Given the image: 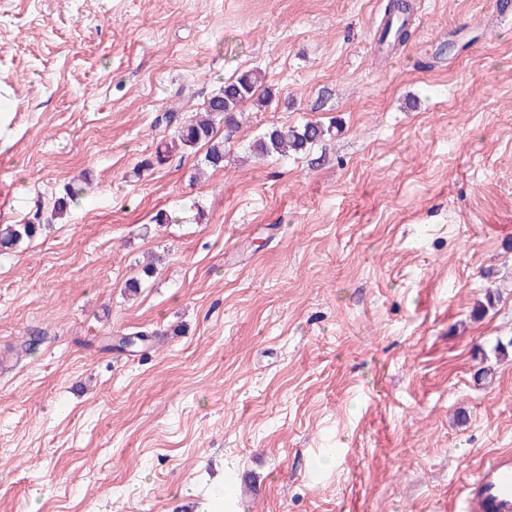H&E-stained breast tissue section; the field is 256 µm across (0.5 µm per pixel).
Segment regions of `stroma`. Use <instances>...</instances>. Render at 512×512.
<instances>
[{
  "instance_id": "stroma-1",
  "label": "stroma",
  "mask_w": 512,
  "mask_h": 512,
  "mask_svg": "<svg viewBox=\"0 0 512 512\" xmlns=\"http://www.w3.org/2000/svg\"><path fill=\"white\" fill-rule=\"evenodd\" d=\"M412 2L380 55L388 0H0V224L45 227L0 253V512H196L228 461L245 512H458L512 450V21ZM251 69L223 166L146 167ZM328 131L329 129H325L320 122L312 120L300 126L272 127L256 138L249 150L261 159L282 156L289 151L298 153L321 141Z\"/></svg>"
}]
</instances>
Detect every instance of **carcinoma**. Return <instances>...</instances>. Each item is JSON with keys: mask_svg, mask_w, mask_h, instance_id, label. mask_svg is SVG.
Here are the masks:
<instances>
[{"mask_svg": "<svg viewBox=\"0 0 512 512\" xmlns=\"http://www.w3.org/2000/svg\"><path fill=\"white\" fill-rule=\"evenodd\" d=\"M261 76L253 71L242 72L236 78L226 84L224 88L212 96L208 101L204 112L197 113L185 120L177 109L156 116L155 125L173 128L172 138L165 146V151L156 155V162L160 163L169 153L178 150H191L199 145L207 147L205 161L212 167H218L224 163V140L216 137V125L224 123L227 132H232L239 124L246 103L263 106L268 101L270 94L265 91L258 94ZM327 133V129L318 122L308 120L300 126L288 128L272 127L264 134L256 138L249 147L255 156L265 159L272 156H282L292 151L302 152L321 141ZM81 188L69 185L65 189V195L55 201L53 213L60 218L64 216L70 206V202L79 196ZM42 225L34 223L26 224H0V247L3 250H11L25 240H31L41 231ZM156 273L153 264H147L141 269L140 276L126 282L125 288L136 293L142 283L149 280Z\"/></svg>", "mask_w": 512, "mask_h": 512, "instance_id": "obj_1", "label": "carcinoma"}]
</instances>
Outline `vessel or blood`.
I'll return each instance as SVG.
<instances>
[{"instance_id": "vessel-or-blood-1", "label": "vessel or blood", "mask_w": 512, "mask_h": 512, "mask_svg": "<svg viewBox=\"0 0 512 512\" xmlns=\"http://www.w3.org/2000/svg\"><path fill=\"white\" fill-rule=\"evenodd\" d=\"M462 512H512V454L491 457L460 497Z\"/></svg>"}]
</instances>
